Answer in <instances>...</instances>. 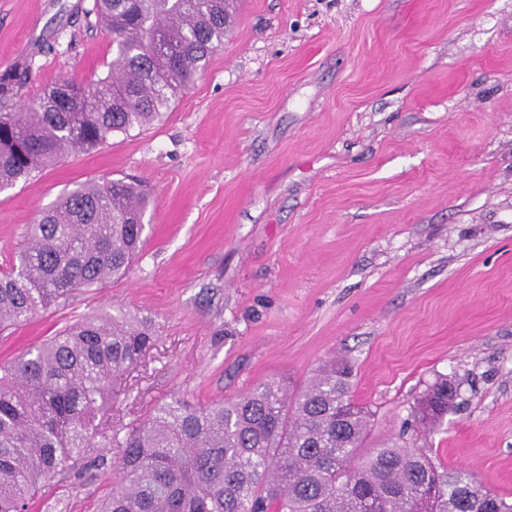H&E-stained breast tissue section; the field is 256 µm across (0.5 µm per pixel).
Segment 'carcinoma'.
<instances>
[{"label": "carcinoma", "instance_id": "cac0c4a2", "mask_svg": "<svg viewBox=\"0 0 512 512\" xmlns=\"http://www.w3.org/2000/svg\"><path fill=\"white\" fill-rule=\"evenodd\" d=\"M228 2L91 0L86 14L112 38L105 76L57 81L24 101L31 62L0 71V190L160 120L224 45ZM152 203L135 180H89L37 214L0 272V331L124 276ZM156 341L147 319L103 314L0 364V512H32L94 447L115 450L119 472L98 512H512L469 471H440L407 441L363 447L370 413L352 399L344 360L321 365L293 397L270 381L206 406L171 398L114 428L112 381ZM455 398L437 380L414 423L441 419Z\"/></svg>", "mask_w": 512, "mask_h": 512}]
</instances>
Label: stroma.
I'll return each mask as SVG.
<instances>
[{
    "label": "stroma",
    "mask_w": 512,
    "mask_h": 512,
    "mask_svg": "<svg viewBox=\"0 0 512 512\" xmlns=\"http://www.w3.org/2000/svg\"><path fill=\"white\" fill-rule=\"evenodd\" d=\"M89 0H0V70L27 95L105 76ZM142 180L155 206L121 279L0 336V362L123 309L158 341L112 386V420L354 367L366 447L397 439L438 378L455 410L415 438L512 499V0H237L161 121L0 192V269L76 183ZM97 469L33 506L95 512Z\"/></svg>",
    "instance_id": "35a3bbf8"
}]
</instances>
